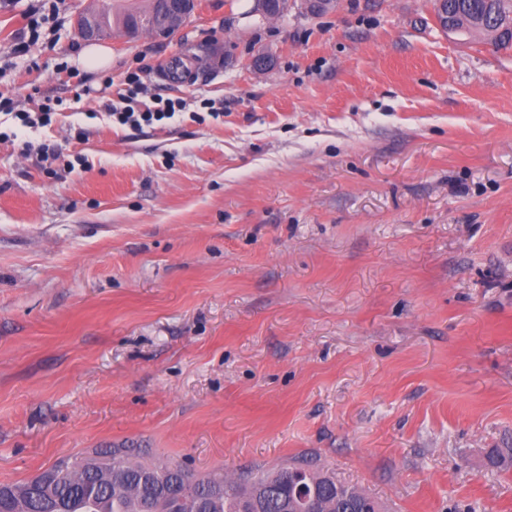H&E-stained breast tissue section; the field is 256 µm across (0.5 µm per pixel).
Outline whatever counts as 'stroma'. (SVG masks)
<instances>
[{"label": "stroma", "mask_w": 512, "mask_h": 512, "mask_svg": "<svg viewBox=\"0 0 512 512\" xmlns=\"http://www.w3.org/2000/svg\"><path fill=\"white\" fill-rule=\"evenodd\" d=\"M144 2L58 0L35 42L31 0L0 6V111L52 115L0 123V483L131 443L195 474L306 459L389 512H512L487 459L512 448V52L435 0H197L87 70L75 18ZM139 67L133 107L181 110L112 125ZM119 95V99L122 102L118 106L112 103L110 112H107L108 117L112 118V123L119 126L141 127L142 125H153L173 119L177 113L175 102L169 99L165 101L160 99L158 102H155L158 106L147 107L141 112H135V109L129 103L123 102L129 101L132 98L125 97L122 94ZM121 104H125V106H121Z\"/></svg>", "instance_id": "35a3bbf8"}]
</instances>
